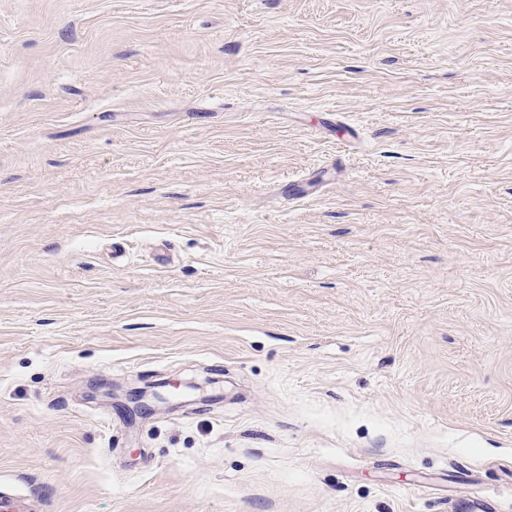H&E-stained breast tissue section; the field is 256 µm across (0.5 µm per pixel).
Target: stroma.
<instances>
[{
	"mask_svg": "<svg viewBox=\"0 0 512 512\" xmlns=\"http://www.w3.org/2000/svg\"><path fill=\"white\" fill-rule=\"evenodd\" d=\"M5 489L512 512V0H0ZM164 387H166V385H151L137 391L126 392L122 396H124V399L128 403L133 404V406L130 407L126 404L124 406L130 413L141 412L142 410H145L148 406V404H146V402L143 400V398H147L152 402L155 410L169 411L184 406L187 403L195 402L197 400L189 399L190 390H194V386L192 385L183 386V388L185 389V392L183 393V398L185 400H182L177 403H173L170 400V398L166 397L165 394L161 393L158 390V388Z\"/></svg>",
	"mask_w": 512,
	"mask_h": 512,
	"instance_id": "obj_1",
	"label": "stroma"
}]
</instances>
